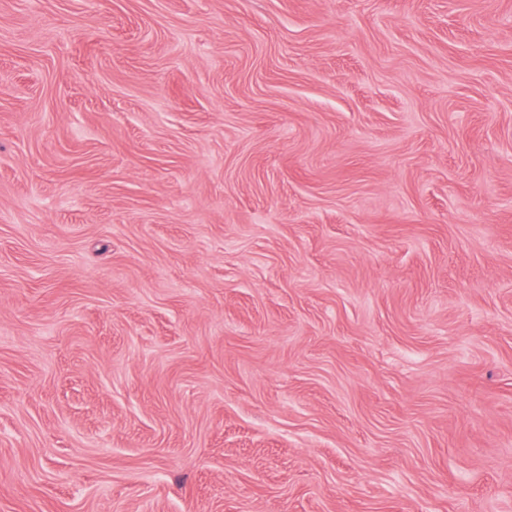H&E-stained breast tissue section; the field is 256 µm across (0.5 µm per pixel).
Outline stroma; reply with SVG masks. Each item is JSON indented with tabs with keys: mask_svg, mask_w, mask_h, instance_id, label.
<instances>
[{
	"mask_svg": "<svg viewBox=\"0 0 512 512\" xmlns=\"http://www.w3.org/2000/svg\"><path fill=\"white\" fill-rule=\"evenodd\" d=\"M0 512H512V0H0Z\"/></svg>",
	"mask_w": 512,
	"mask_h": 512,
	"instance_id": "obj_1",
	"label": "stroma"
}]
</instances>
